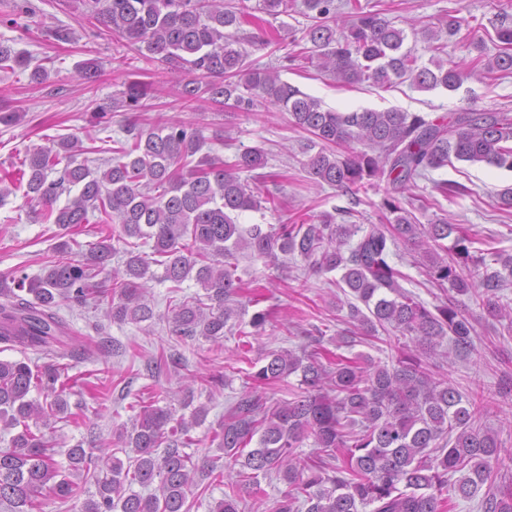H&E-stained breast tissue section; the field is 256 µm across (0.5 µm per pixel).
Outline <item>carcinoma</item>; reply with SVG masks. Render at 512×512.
<instances>
[{
  "label": "carcinoma",
  "mask_w": 512,
  "mask_h": 512,
  "mask_svg": "<svg viewBox=\"0 0 512 512\" xmlns=\"http://www.w3.org/2000/svg\"><path fill=\"white\" fill-rule=\"evenodd\" d=\"M86 15L112 30L139 55L186 70L178 81L186 103L202 101L254 111L255 100H269L288 113L289 122L312 135L314 151L304 163L316 185L348 192L365 191L385 178L390 189L382 201L386 224H337L331 215L310 224H237V215L276 204L239 177L265 165L260 147H246L228 163L205 153L196 164L188 158L205 146L204 137L184 124L166 119L148 129L132 125L129 141H116L107 168L92 169L77 156L92 152L69 136L57 148L26 152L21 176L26 182L0 188V205L23 190L28 203L61 233L45 271L37 277L0 275V344L33 350L49 361L0 359V429L17 430L0 448V508L4 512H44L49 499L79 505V512H191L189 495L198 480L215 466L197 464L184 451L190 429L206 419L204 405L180 403L189 414L159 405V396L139 405L130 425L114 432L113 445L133 453L132 464L106 452L108 443L82 441L68 452V468L54 459L46 431L68 417L67 387L61 381L69 362L107 361L120 351L117 343L74 345L70 323L59 314L65 301L86 304L107 293V317L117 323L154 319L146 283L151 264L163 266V278L181 283L194 277L204 294L174 303L168 317L172 335L212 342L224 338V327L236 314L232 302L241 289L235 261L243 251L277 268L280 256L296 254L318 274L341 271L336 312L347 333L336 347L353 346L378 330L394 333L390 360L376 364L359 354L330 357L322 337H311V350L298 355L275 350L251 359L244 390L229 407L215 433L224 457L240 466L236 486L224 493L211 512H238V497L262 492L261 480L276 474L286 484L270 512H443L456 498L471 499L487 487L484 512H512V486L497 482L488 460L499 456V438L483 425L486 397L464 394L434 377L429 359L440 340L448 338L455 353L473 347L471 317L458 301L429 309L402 286L405 274L392 263V247L401 242L419 251L429 282L464 295L488 316L509 320L512 312L499 304L498 292L512 279V257L503 271L485 274L473 284L471 251L479 240L453 233L448 219L421 224L402 206V197L429 169L451 158L512 168V114L453 112L427 116L400 109L334 112L319 100L281 80L272 67L246 63L238 32L245 24L263 33L259 43L281 48L288 25L274 28L263 15H288L295 0H81ZM311 24L302 39L311 44L310 60L336 80L379 86L408 78L422 90L454 88L464 73L438 58L418 65L412 50L403 49V30L360 0H345L350 21L336 28V0H302ZM497 55L488 72H512V26L496 28ZM27 69L29 59L0 43V67ZM150 89L127 85L118 108L139 110ZM62 166L57 179L49 176ZM74 192L56 206L65 192ZM117 224L112 235L79 248L69 230L88 224ZM356 243H351L354 236ZM151 241L152 256L124 250L123 270L100 282L94 278L117 252L112 241ZM269 314L256 311L246 337L260 334ZM301 373V392L292 400L267 405L263 390ZM37 391L39 397L30 396ZM313 440L312 452H303ZM83 475L95 492L86 494L72 480ZM154 491L143 494L134 485ZM86 499H81L82 495Z\"/></svg>",
  "instance_id": "obj_1"
}]
</instances>
